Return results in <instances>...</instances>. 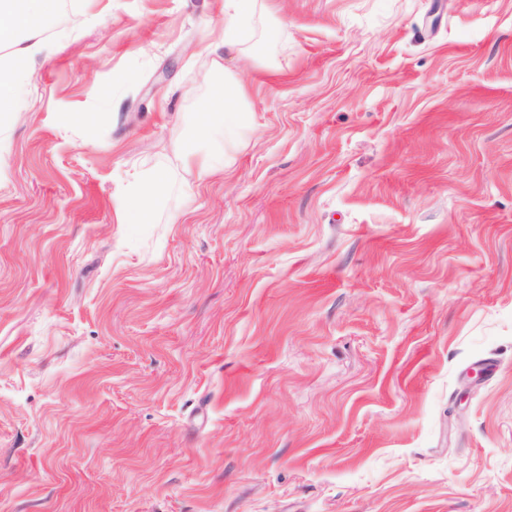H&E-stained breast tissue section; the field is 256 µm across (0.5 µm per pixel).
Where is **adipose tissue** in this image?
<instances>
[{
	"instance_id": "obj_1",
	"label": "adipose tissue",
	"mask_w": 512,
	"mask_h": 512,
	"mask_svg": "<svg viewBox=\"0 0 512 512\" xmlns=\"http://www.w3.org/2000/svg\"><path fill=\"white\" fill-rule=\"evenodd\" d=\"M60 0H0V45L8 47L0 56V115L17 111L15 90L24 80L28 64L42 47V18L57 13ZM256 0H224L223 32L208 47L215 66L226 58L242 56L250 32ZM247 89L232 73H225L224 86L214 92L202 107L203 122L197 129L202 139H210L207 150L190 147L175 154L178 168L208 177L223 170L227 147L236 144L249 121L244 109ZM172 190V174L156 167L139 168L132 180L113 198L117 223H152L158 204Z\"/></svg>"
}]
</instances>
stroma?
I'll use <instances>...</instances> for the list:
<instances>
[{
    "mask_svg": "<svg viewBox=\"0 0 512 512\" xmlns=\"http://www.w3.org/2000/svg\"><path fill=\"white\" fill-rule=\"evenodd\" d=\"M258 2L253 127L150 224L112 198L223 83L224 0L44 21L0 118V512H512V0Z\"/></svg>",
    "mask_w": 512,
    "mask_h": 512,
    "instance_id": "35a3bbf8",
    "label": "stroma"
}]
</instances>
